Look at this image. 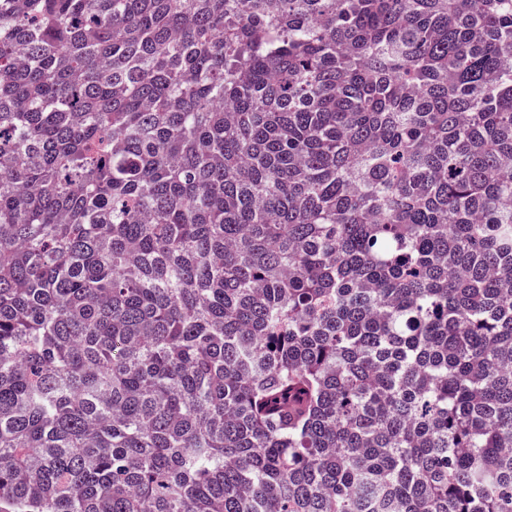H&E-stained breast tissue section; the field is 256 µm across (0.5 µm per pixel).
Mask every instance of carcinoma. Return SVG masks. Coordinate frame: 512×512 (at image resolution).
I'll use <instances>...</instances> for the list:
<instances>
[{"label": "carcinoma", "instance_id": "cac0c4a2", "mask_svg": "<svg viewBox=\"0 0 512 512\" xmlns=\"http://www.w3.org/2000/svg\"><path fill=\"white\" fill-rule=\"evenodd\" d=\"M0 512H512V0H0Z\"/></svg>", "mask_w": 512, "mask_h": 512}]
</instances>
